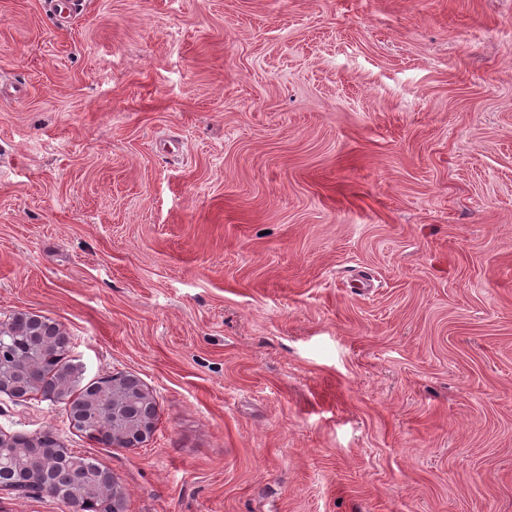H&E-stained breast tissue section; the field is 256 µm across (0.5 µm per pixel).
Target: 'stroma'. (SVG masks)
<instances>
[{
	"label": "stroma",
	"mask_w": 512,
	"mask_h": 512,
	"mask_svg": "<svg viewBox=\"0 0 512 512\" xmlns=\"http://www.w3.org/2000/svg\"><path fill=\"white\" fill-rule=\"evenodd\" d=\"M138 448L123 512H512V0H0V321ZM123 378L122 375H111L85 387L77 400L72 402L74 413L81 419L80 426L74 427L90 440H94L95 434L101 435L104 431H110L112 426V444H105L136 448L154 433V399L139 379L126 377L123 380L124 396L142 405L139 418L131 417L120 397L113 396L112 402V383ZM130 430L132 434L124 436Z\"/></svg>",
	"instance_id": "35a3bbf8"
}]
</instances>
